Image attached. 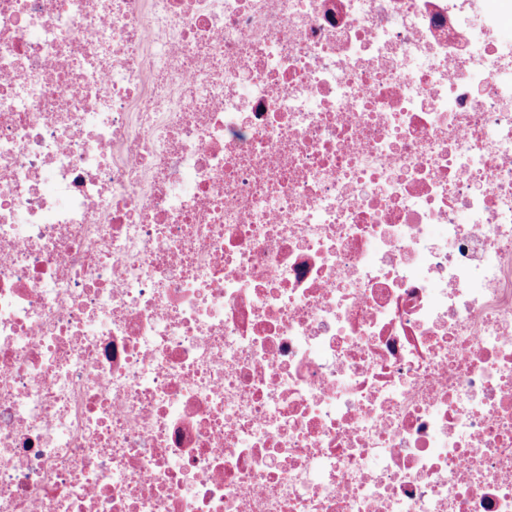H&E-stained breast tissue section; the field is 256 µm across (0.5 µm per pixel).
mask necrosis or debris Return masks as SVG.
I'll return each instance as SVG.
<instances>
[{"label": "necrosis or debris", "instance_id": "necrosis-or-debris-1", "mask_svg": "<svg viewBox=\"0 0 512 512\" xmlns=\"http://www.w3.org/2000/svg\"><path fill=\"white\" fill-rule=\"evenodd\" d=\"M512 0H0V512H512Z\"/></svg>", "mask_w": 512, "mask_h": 512}]
</instances>
